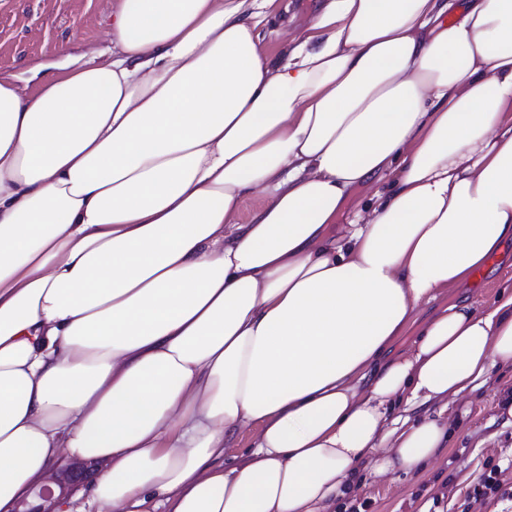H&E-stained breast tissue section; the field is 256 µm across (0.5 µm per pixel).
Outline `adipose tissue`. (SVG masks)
Instances as JSON below:
<instances>
[{"mask_svg": "<svg viewBox=\"0 0 512 512\" xmlns=\"http://www.w3.org/2000/svg\"><path fill=\"white\" fill-rule=\"evenodd\" d=\"M283 7L119 0L109 45L0 77V512L65 456L113 512H324L512 362V293L388 356L512 239V0H326L274 61Z\"/></svg>", "mask_w": 512, "mask_h": 512, "instance_id": "ef3b65f1", "label": "adipose tissue"}]
</instances>
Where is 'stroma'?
Returning a JSON list of instances; mask_svg holds the SVG:
<instances>
[{"label": "stroma", "mask_w": 512, "mask_h": 512, "mask_svg": "<svg viewBox=\"0 0 512 512\" xmlns=\"http://www.w3.org/2000/svg\"><path fill=\"white\" fill-rule=\"evenodd\" d=\"M323 0H288L287 15L270 17L260 34L270 59L288 49L282 35L286 22L305 26L319 12ZM118 0H0V75L20 78L22 84L39 83L32 69L63 63L66 56L81 54L89 45L106 46ZM484 283L470 282L443 291L436 301L422 305L418 322H426L448 302L464 299L475 310L490 306L497 296L512 291V243L502 245L483 269ZM512 393V364L498 365L478 390L449 402L447 411L438 404L415 408V419L443 414L452 426L447 447L427 464L415 469L398 468L384 476L373 472L374 459L363 461L347 484L352 494L374 497L369 512H420L423 485L449 482L451 491L444 512H461L468 488L482 473L487 459L512 452V417L501 403Z\"/></svg>", "instance_id": "35a3bbf8"}]
</instances>
